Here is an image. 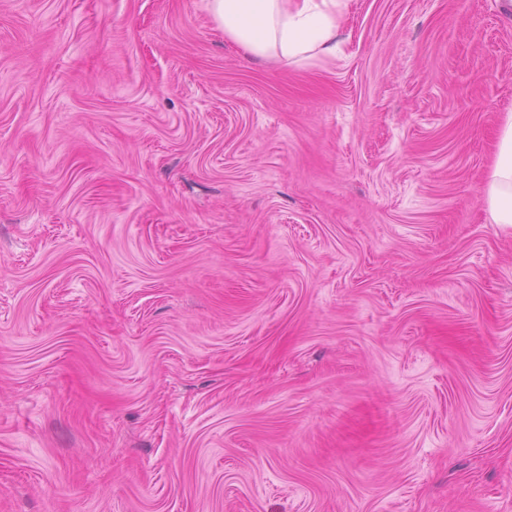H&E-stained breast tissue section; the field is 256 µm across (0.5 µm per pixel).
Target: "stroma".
<instances>
[{
  "mask_svg": "<svg viewBox=\"0 0 512 512\" xmlns=\"http://www.w3.org/2000/svg\"><path fill=\"white\" fill-rule=\"evenodd\" d=\"M0 0V512H512V0ZM343 0H208L225 37L256 57L298 63L336 56ZM486 204L493 224L512 226V113L508 112L487 177Z\"/></svg>",
  "mask_w": 512,
  "mask_h": 512,
  "instance_id": "35a3bbf8",
  "label": "stroma"
}]
</instances>
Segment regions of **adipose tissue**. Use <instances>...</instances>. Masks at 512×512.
<instances>
[{
  "instance_id": "1",
  "label": "adipose tissue",
  "mask_w": 512,
  "mask_h": 512,
  "mask_svg": "<svg viewBox=\"0 0 512 512\" xmlns=\"http://www.w3.org/2000/svg\"><path fill=\"white\" fill-rule=\"evenodd\" d=\"M344 0H208L225 37L256 57L298 63L335 57ZM492 223L512 226V113H507L486 184Z\"/></svg>"
}]
</instances>
